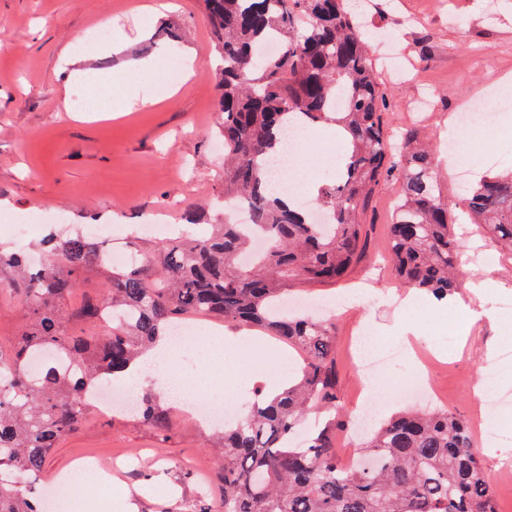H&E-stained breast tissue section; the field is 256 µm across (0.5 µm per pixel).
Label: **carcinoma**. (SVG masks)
Listing matches in <instances>:
<instances>
[{"instance_id":"carcinoma-1","label":"carcinoma","mask_w":512,"mask_h":512,"mask_svg":"<svg viewBox=\"0 0 512 512\" xmlns=\"http://www.w3.org/2000/svg\"><path fill=\"white\" fill-rule=\"evenodd\" d=\"M202 20L224 60L216 84L224 138V203H240L248 223L189 211L198 235L151 241L134 268L112 266L105 242L47 229L30 247L0 246V277L17 295L24 321L8 353L0 351V512H42L30 479L90 412L88 395L118 380L161 334L191 317L258 329L299 354L301 376L273 398H258L221 437L224 512H497L491 479L471 449L468 426L445 409L402 412L378 421L366 454L376 464L344 470L320 432L306 446L295 436L313 407L341 416L336 394V325L277 312L288 288L334 283L365 253L366 216L381 184H399L388 227L387 259L409 287L448 296L459 288L466 239L490 235L512 250V173L465 185L454 201L440 183L435 149L418 130L386 133L379 71L342 0H199ZM276 38L280 51L258 55ZM338 125L348 161L318 188L329 217L272 198L264 166L285 144L292 122ZM266 248L247 263L252 239ZM105 271V292L78 305L85 274ZM112 322L100 336L76 331ZM48 356L36 373L30 358ZM140 415L167 429V410L151 398Z\"/></svg>"}]
</instances>
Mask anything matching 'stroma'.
<instances>
[{
    "label": "stroma",
    "instance_id": "obj_1",
    "mask_svg": "<svg viewBox=\"0 0 512 512\" xmlns=\"http://www.w3.org/2000/svg\"><path fill=\"white\" fill-rule=\"evenodd\" d=\"M156 0H0V213L20 211L67 215L70 228L107 224L114 236L132 241L140 225L175 226L183 208L205 205L219 197L224 144L217 135L221 115L215 106L219 56L197 0H170L171 10L154 11ZM377 8L358 14L361 29L373 32L374 57L393 126H417L434 142L446 140L448 116L502 90L503 75H512V0H496L501 22L490 26L485 0H375ZM121 35L119 52L107 46L91 49L87 59L66 52L87 38L99 23ZM173 52L192 66L194 76L167 94V82L141 83L130 61L161 60ZM403 60V70L387 68L385 56ZM135 87L132 99L107 91L112 78ZM89 105L73 111L77 89ZM434 100L432 111L420 113L415 103L422 90ZM468 178L478 171L512 167V137L475 130ZM396 182H384L367 215L365 259L345 281L289 294L325 306L336 322V390L345 417L362 373L357 343L362 329L378 338V349L397 340L401 324L417 334L419 349L439 336L447 349L434 365L429 384L447 398L448 412L467 424L512 426V411L479 410L477 390L482 367L489 363V344L512 335V313L502 301L512 300V257L498 255L497 280L506 285L487 304L488 316L470 320L465 310L453 314L451 326H436L434 311L399 308L405 296L393 267L385 260L387 224ZM362 291L360 304L337 305L338 297ZM216 346L225 337L241 340V348L225 353L235 371L231 397L208 391L205 403L226 402L246 409L267 383L254 370L260 360L249 350L250 331L220 324ZM170 427L160 433L130 413H89L81 430L60 442L38 480L45 512H58L54 497L57 475L77 468L81 456L95 454L112 472V496L133 495L137 512H199L224 496L216 477L212 428L170 409ZM474 453L491 473L499 512H512V472H503L512 447L492 453L472 441Z\"/></svg>",
    "mask_w": 512,
    "mask_h": 512
}]
</instances>
